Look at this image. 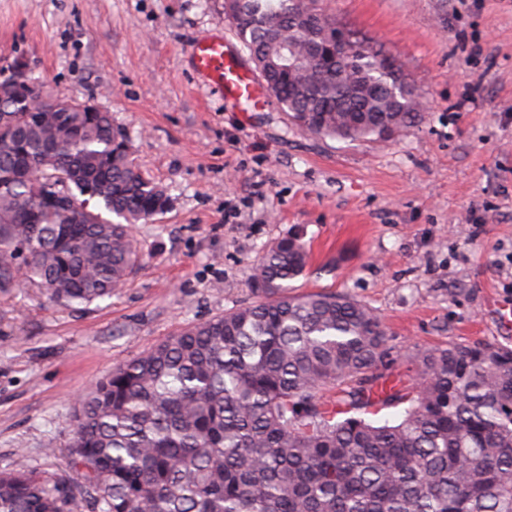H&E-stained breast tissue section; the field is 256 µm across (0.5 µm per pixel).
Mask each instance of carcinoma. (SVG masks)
<instances>
[{
  "label": "carcinoma",
  "instance_id": "1",
  "mask_svg": "<svg viewBox=\"0 0 512 512\" xmlns=\"http://www.w3.org/2000/svg\"><path fill=\"white\" fill-rule=\"evenodd\" d=\"M315 0H237L236 36L301 129L386 139L422 108L379 52L354 41L340 68L307 60ZM368 89L352 95L353 76ZM33 83L0 112V294L26 283L78 309L139 263L130 228L168 196L138 170L110 113L54 111ZM309 250H263L254 300L119 366L78 401L66 468L0 469V512H512V349L449 344L408 354L348 293H291Z\"/></svg>",
  "mask_w": 512,
  "mask_h": 512
}]
</instances>
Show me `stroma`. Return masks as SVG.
I'll use <instances>...</instances> for the list:
<instances>
[{"label": "stroma", "instance_id": "35a3bbf8", "mask_svg": "<svg viewBox=\"0 0 512 512\" xmlns=\"http://www.w3.org/2000/svg\"><path fill=\"white\" fill-rule=\"evenodd\" d=\"M393 57L422 122L375 142L322 138L279 104L210 97L192 42L233 33L224 0H0V65L111 112L169 197L135 225L126 285L78 310L0 295V469L63 468L75 404L113 368L250 301L265 246L297 234L298 294L347 292L383 319L398 378L415 348L493 341L512 313V0H318Z\"/></svg>", "mask_w": 512, "mask_h": 512}]
</instances>
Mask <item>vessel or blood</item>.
<instances>
[{"instance_id":"1","label":"vessel or blood","mask_w":512,"mask_h":512,"mask_svg":"<svg viewBox=\"0 0 512 512\" xmlns=\"http://www.w3.org/2000/svg\"><path fill=\"white\" fill-rule=\"evenodd\" d=\"M192 71L209 93L241 112H258L270 105L260 78L247 69L224 33L197 39L189 56Z\"/></svg>"}]
</instances>
